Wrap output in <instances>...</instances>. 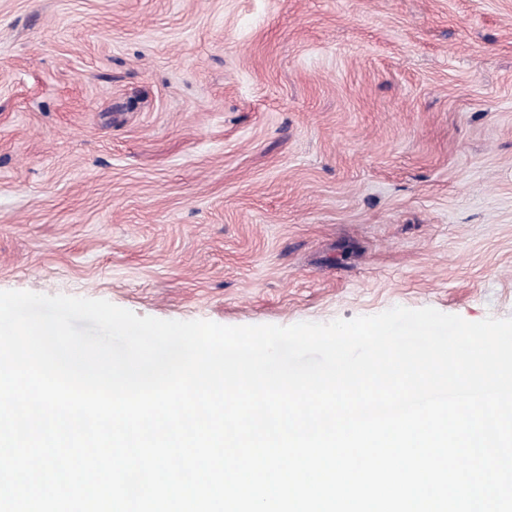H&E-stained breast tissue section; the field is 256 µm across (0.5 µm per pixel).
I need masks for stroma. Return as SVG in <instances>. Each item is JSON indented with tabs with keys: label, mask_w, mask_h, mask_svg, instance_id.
Listing matches in <instances>:
<instances>
[{
	"label": "stroma",
	"mask_w": 512,
	"mask_h": 512,
	"mask_svg": "<svg viewBox=\"0 0 512 512\" xmlns=\"http://www.w3.org/2000/svg\"><path fill=\"white\" fill-rule=\"evenodd\" d=\"M8 290L512 317V0H0Z\"/></svg>",
	"instance_id": "1"
}]
</instances>
